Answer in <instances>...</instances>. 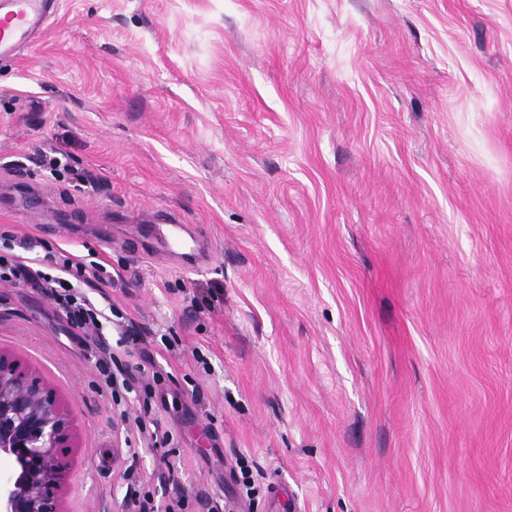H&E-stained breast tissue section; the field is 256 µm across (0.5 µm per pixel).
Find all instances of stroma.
Returning <instances> with one entry per match:
<instances>
[{
    "label": "stroma",
    "mask_w": 512,
    "mask_h": 512,
    "mask_svg": "<svg viewBox=\"0 0 512 512\" xmlns=\"http://www.w3.org/2000/svg\"><path fill=\"white\" fill-rule=\"evenodd\" d=\"M1 233L110 264L111 366L161 377L111 399L0 283L68 512H512V0H60L0 59ZM183 224L170 221V224H164L162 227L163 238L166 244L175 251H182L186 255L187 252H193L194 249L189 246L184 237Z\"/></svg>",
    "instance_id": "1"
}]
</instances>
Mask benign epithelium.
<instances>
[{
    "label": "benign epithelium",
    "mask_w": 512,
    "mask_h": 512,
    "mask_svg": "<svg viewBox=\"0 0 512 512\" xmlns=\"http://www.w3.org/2000/svg\"><path fill=\"white\" fill-rule=\"evenodd\" d=\"M73 426L56 394L0 352V512H66Z\"/></svg>",
    "instance_id": "7a95c632"
}]
</instances>
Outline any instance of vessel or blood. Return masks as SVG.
Listing matches in <instances>:
<instances>
[{"label":"vessel or blood","mask_w":512,"mask_h":512,"mask_svg":"<svg viewBox=\"0 0 512 512\" xmlns=\"http://www.w3.org/2000/svg\"><path fill=\"white\" fill-rule=\"evenodd\" d=\"M56 0H0V57L47 29Z\"/></svg>","instance_id":"1"}]
</instances>
